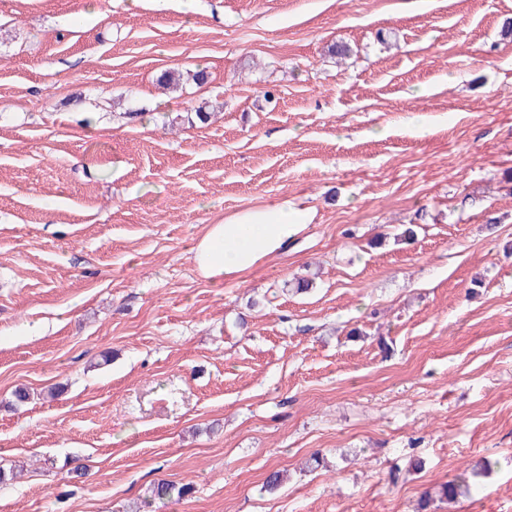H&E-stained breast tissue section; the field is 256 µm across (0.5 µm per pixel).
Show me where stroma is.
Returning a JSON list of instances; mask_svg holds the SVG:
<instances>
[{"instance_id": "stroma-1", "label": "stroma", "mask_w": 512, "mask_h": 512, "mask_svg": "<svg viewBox=\"0 0 512 512\" xmlns=\"http://www.w3.org/2000/svg\"><path fill=\"white\" fill-rule=\"evenodd\" d=\"M510 22L0 0V512H421L453 479L428 512H512ZM284 198L285 251L200 274L208 225Z\"/></svg>"}]
</instances>
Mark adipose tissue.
I'll use <instances>...</instances> for the list:
<instances>
[{"label": "adipose tissue", "instance_id": "adipose-tissue-1", "mask_svg": "<svg viewBox=\"0 0 512 512\" xmlns=\"http://www.w3.org/2000/svg\"><path fill=\"white\" fill-rule=\"evenodd\" d=\"M308 222V209L287 199L240 211L208 225L192 249L195 264L205 277L222 280L281 252Z\"/></svg>", "mask_w": 512, "mask_h": 512}]
</instances>
